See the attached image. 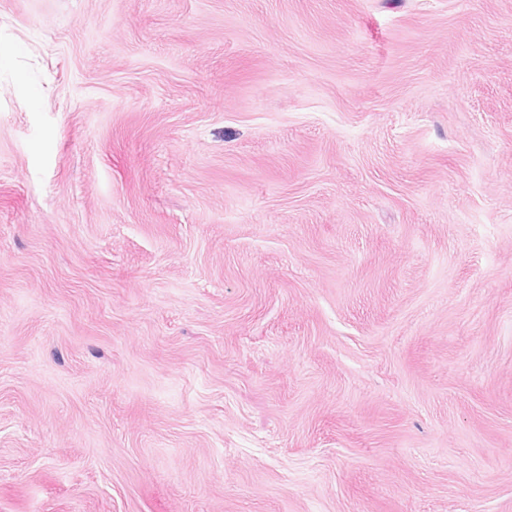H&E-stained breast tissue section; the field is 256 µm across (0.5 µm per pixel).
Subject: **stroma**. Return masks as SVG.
<instances>
[{
	"instance_id": "obj_1",
	"label": "stroma",
	"mask_w": 512,
	"mask_h": 512,
	"mask_svg": "<svg viewBox=\"0 0 512 512\" xmlns=\"http://www.w3.org/2000/svg\"><path fill=\"white\" fill-rule=\"evenodd\" d=\"M0 512H512V0H0Z\"/></svg>"
}]
</instances>
